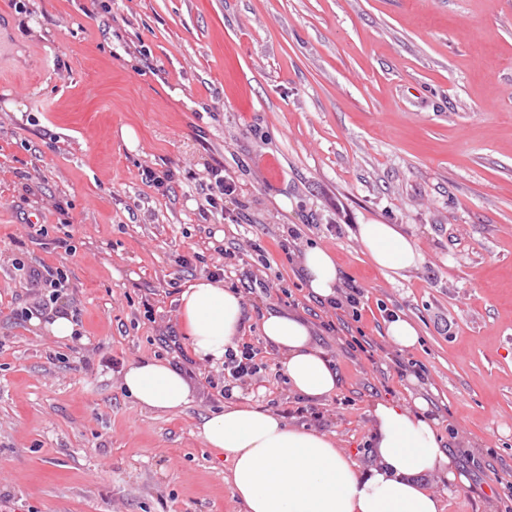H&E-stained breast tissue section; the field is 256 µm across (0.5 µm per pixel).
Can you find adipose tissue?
<instances>
[{
    "label": "adipose tissue",
    "instance_id": "adipose-tissue-1",
    "mask_svg": "<svg viewBox=\"0 0 512 512\" xmlns=\"http://www.w3.org/2000/svg\"><path fill=\"white\" fill-rule=\"evenodd\" d=\"M358 240L372 263L394 273L422 259L418 244L392 224L359 225ZM304 284L323 302L336 300L341 286L332 253L321 246L302 256ZM180 316L192 354L214 364L242 336L245 302L223 281L201 277L180 294ZM259 334L281 356L293 391L326 399L338 385L333 362L319 351L310 324L294 313L266 312ZM122 389L141 410L166 414L193 404L195 386L166 361L129 364ZM373 463L362 468L328 433L291 424L279 413L249 404L227 405L203 418L198 435L206 447L223 453L224 481L241 512H440V500L425 482L434 474L464 486L449 448L441 440L429 403L412 406L375 402L370 409Z\"/></svg>",
    "mask_w": 512,
    "mask_h": 512
}]
</instances>
